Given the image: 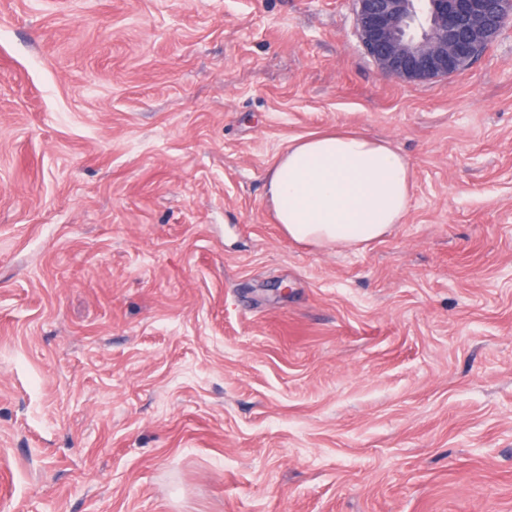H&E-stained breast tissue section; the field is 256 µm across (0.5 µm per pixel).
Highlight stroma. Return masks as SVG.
I'll list each match as a JSON object with an SVG mask.
<instances>
[{
    "mask_svg": "<svg viewBox=\"0 0 512 512\" xmlns=\"http://www.w3.org/2000/svg\"><path fill=\"white\" fill-rule=\"evenodd\" d=\"M336 128L410 207L293 241ZM0 512H512V25L418 83L354 0H0ZM413 172L390 143L356 131L298 138L269 170L267 198L294 241L356 246L400 224Z\"/></svg>",
    "mask_w": 512,
    "mask_h": 512,
    "instance_id": "35a3bbf8",
    "label": "stroma"
}]
</instances>
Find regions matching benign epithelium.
I'll return each instance as SVG.
<instances>
[{"mask_svg":"<svg viewBox=\"0 0 512 512\" xmlns=\"http://www.w3.org/2000/svg\"><path fill=\"white\" fill-rule=\"evenodd\" d=\"M365 52L392 77L427 82L466 70L512 23V0H355Z\"/></svg>","mask_w":512,"mask_h":512,"instance_id":"7a95c632","label":"benign epithelium"}]
</instances>
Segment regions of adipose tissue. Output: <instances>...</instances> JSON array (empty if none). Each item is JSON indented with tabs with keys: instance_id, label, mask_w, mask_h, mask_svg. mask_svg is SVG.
I'll return each mask as SVG.
<instances>
[{
	"instance_id": "1",
	"label": "adipose tissue",
	"mask_w": 512,
	"mask_h": 512,
	"mask_svg": "<svg viewBox=\"0 0 512 512\" xmlns=\"http://www.w3.org/2000/svg\"><path fill=\"white\" fill-rule=\"evenodd\" d=\"M413 172L390 143L356 131L298 138L266 178L275 220L292 240L355 246L401 223Z\"/></svg>"
}]
</instances>
